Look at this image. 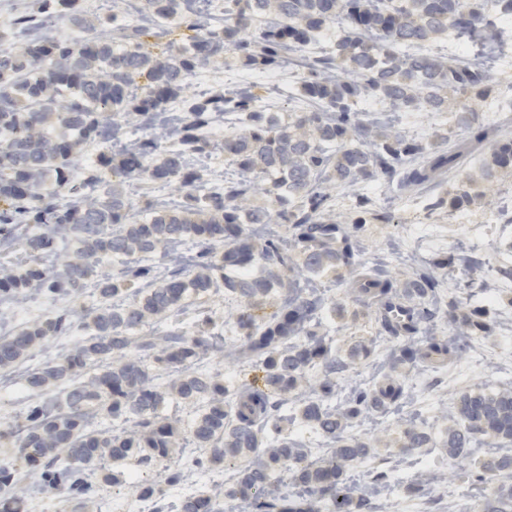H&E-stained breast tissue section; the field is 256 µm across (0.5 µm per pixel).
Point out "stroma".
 <instances>
[{"instance_id": "stroma-1", "label": "stroma", "mask_w": 512, "mask_h": 512, "mask_svg": "<svg viewBox=\"0 0 512 512\" xmlns=\"http://www.w3.org/2000/svg\"><path fill=\"white\" fill-rule=\"evenodd\" d=\"M83 8L88 17L108 29L117 17L145 28L142 42L155 54L165 51L170 41L189 34L183 25L162 29L151 13L125 9L115 0H84ZM464 45V50H457L453 38L438 35L422 45L421 50L450 60L468 59L490 48L512 55V27L500 30L494 45L484 44L478 37L466 39ZM264 74V69L246 65L237 54H226L190 72L172 106L180 111L190 103L217 94L232 96L249 90L258 95L259 105L267 111L287 118L300 103L302 68L292 61L275 68L280 86L274 92L268 91ZM353 107L358 111L374 108L376 115L385 117L386 128L427 150L440 146L444 139L455 141L463 136L453 112L446 109L405 112L370 95L356 99ZM491 154V145L478 147L453 176L411 190H402L394 182L377 181L329 189L336 202L335 213L353 246L355 268L378 269L401 282L430 273L441 281L444 299L453 303L455 315H467L476 308L487 312V328L483 331L460 330L443 320L433 334L414 336L418 347L425 346L433 335L455 342L460 352L452 363L417 361L395 366L390 361L393 346L379 335L373 308L356 299L353 270L341 267L313 276L311 287L324 301L313 323L324 336L331 355L345 363L342 371L330 376L319 365L307 373L313 385L330 377L333 390L326 400L327 406L342 408L354 391L372 389L392 380L404 387L403 399L387 412L363 414L347 429L348 434L370 448L366 459L348 469V484L358 491H369L372 473L378 469L386 471L390 481L399 486L398 498L382 501L378 512H477L482 498L493 489L482 478L484 463L512 455V444L478 437L471 444L470 457L456 463L449 459L444 445L450 417L462 394L473 390L491 393L512 386V286L488 291L471 285L472 280L480 277L497 278V255L512 252V172L492 168ZM123 186L126 198L139 216L181 208L182 194L174 185L127 177ZM462 187L470 193L469 202L452 206V199ZM362 196L368 203L365 222L359 226L352 217ZM75 249V242L68 239L33 258L22 242L16 241L10 243L8 252H0V271L21 273L33 266L50 269ZM135 289V284L125 281L119 294L104 299L92 279L76 296L55 301L41 297L31 304L25 320L0 319V329L11 332L21 329L24 322L38 321L67 308L76 325L72 334L50 337L46 346L30 350L14 366L0 370V395L6 399L5 404H0V426L25 419L38 397L58 395L55 387L39 394L32 392L23 379L43 366L47 354L65 359L78 343L91 336L93 329L84 318L87 310L104 301L124 306L132 302ZM242 305V300L218 292L154 320L151 328L161 336L207 332L213 338L214 348L197 363V371L218 376L232 389L259 387L263 384L262 364L239 355L243 338L235 317ZM356 344L365 345L368 352L353 359L349 350ZM305 396L301 389L288 394L281 409V421L269 422L264 436L271 442L285 437L298 440L311 448L312 457L317 460L326 456L334 442L304 420ZM160 414L172 423L178 435V446L168 458L148 466L134 461L110 464L116 483H95L90 492L73 503L54 495H28L26 512H151V502L140 499L136 484H162L165 468L178 467L200 453L189 433L196 417L195 407L173 399L161 408ZM409 426L424 430L430 440L425 447L406 454L400 445L402 431ZM236 478L237 468L233 465L189 472L180 485L167 488V500L174 504L190 494L220 486L228 489Z\"/></svg>"}]
</instances>
